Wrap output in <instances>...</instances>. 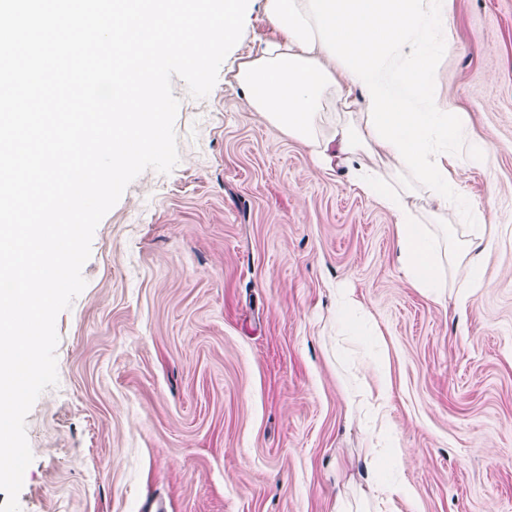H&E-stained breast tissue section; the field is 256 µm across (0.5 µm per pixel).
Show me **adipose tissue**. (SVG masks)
<instances>
[{
    "label": "adipose tissue",
    "mask_w": 512,
    "mask_h": 512,
    "mask_svg": "<svg viewBox=\"0 0 512 512\" xmlns=\"http://www.w3.org/2000/svg\"><path fill=\"white\" fill-rule=\"evenodd\" d=\"M265 13L280 38L239 66L248 106L394 214L397 260L427 296L441 297L445 263L467 259L466 304L496 237L448 169L484 162L488 144L465 113L434 105V62L452 43L444 0H265ZM452 208L471 239L435 232Z\"/></svg>",
    "instance_id": "1"
}]
</instances>
